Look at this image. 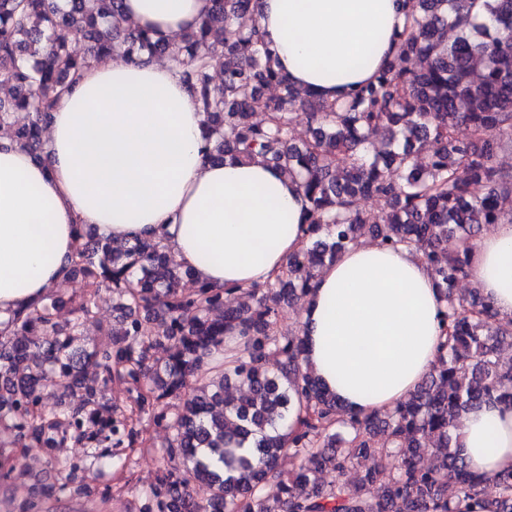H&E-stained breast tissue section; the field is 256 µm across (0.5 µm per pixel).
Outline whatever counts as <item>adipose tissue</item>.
Instances as JSON below:
<instances>
[{
	"mask_svg": "<svg viewBox=\"0 0 512 512\" xmlns=\"http://www.w3.org/2000/svg\"><path fill=\"white\" fill-rule=\"evenodd\" d=\"M401 0H259L265 43L294 86L333 102L369 83L403 29ZM210 0H122L119 22L176 38ZM45 156L0 132V321L68 281L81 226L117 239L155 237L213 288L272 280L305 243L296 181L256 159L205 155L203 114L165 60L92 58L50 114ZM469 278L512 319V223L468 254ZM443 290L419 252L374 241L326 264L303 301L308 365L360 415L413 393L446 340ZM460 453L494 480L512 467V408L468 410Z\"/></svg>",
	"mask_w": 512,
	"mask_h": 512,
	"instance_id": "ef3b65f1",
	"label": "adipose tissue"
}]
</instances>
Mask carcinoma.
<instances>
[{"label":"carcinoma","instance_id":"1","mask_svg":"<svg viewBox=\"0 0 512 512\" xmlns=\"http://www.w3.org/2000/svg\"><path fill=\"white\" fill-rule=\"evenodd\" d=\"M255 2L213 0L173 48L151 30L115 25L121 0H66L64 8L0 0V85H10L0 126L26 113L13 140L36 157L49 112L88 56L167 57L203 112L207 155L261 158L298 180L308 202L305 245L286 270L251 288L187 290L192 272L162 240L131 244L86 229L69 264L72 293L50 294L0 328V427L24 448H85L101 470L122 460L118 448L157 449L159 475L137 512H512V469L489 495L457 434L472 406H512V361L498 356L500 344H512V320L498 319L477 290L455 288L482 227L512 222V172L496 162L502 138H512V0H406L395 56L349 99L331 103L276 69ZM74 40L87 54L71 49ZM272 86L283 93L267 94ZM298 111L308 121L301 144ZM368 197L382 202L379 213L358 206ZM365 229L382 246H415L448 311L444 352L415 393L360 416L304 369V336L282 328L280 316ZM104 289L116 296L121 331L88 350L80 337ZM237 337L241 356L226 369L220 355ZM49 381L58 393L50 410ZM114 382L129 407L103 398ZM144 416L166 429L164 441L141 437ZM283 455L295 462L285 480L276 471ZM357 468L352 484L346 474ZM271 479L280 488L272 499L263 493ZM66 490L81 493L43 486L20 512H42L43 499Z\"/></svg>","mask_w":512,"mask_h":512}]
</instances>
